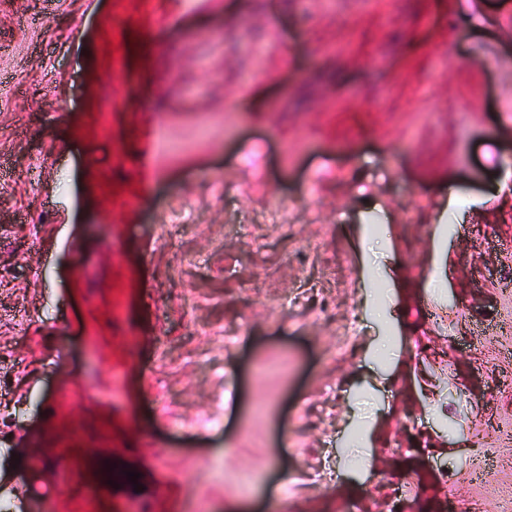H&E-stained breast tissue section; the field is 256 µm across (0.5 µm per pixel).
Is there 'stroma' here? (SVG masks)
I'll list each match as a JSON object with an SVG mask.
<instances>
[{
    "mask_svg": "<svg viewBox=\"0 0 512 512\" xmlns=\"http://www.w3.org/2000/svg\"><path fill=\"white\" fill-rule=\"evenodd\" d=\"M511 4L0 0V504L512 506Z\"/></svg>",
    "mask_w": 512,
    "mask_h": 512,
    "instance_id": "1",
    "label": "stroma"
}]
</instances>
